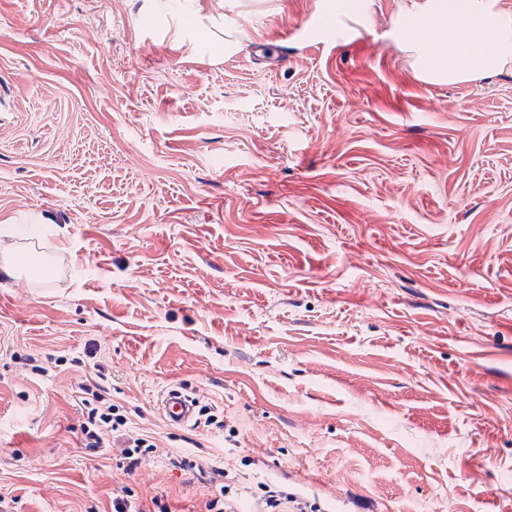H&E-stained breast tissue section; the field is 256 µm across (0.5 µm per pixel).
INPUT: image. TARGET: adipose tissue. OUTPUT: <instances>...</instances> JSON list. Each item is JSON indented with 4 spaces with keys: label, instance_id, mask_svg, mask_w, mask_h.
Listing matches in <instances>:
<instances>
[{
    "label": "adipose tissue",
    "instance_id": "adipose-tissue-1",
    "mask_svg": "<svg viewBox=\"0 0 512 512\" xmlns=\"http://www.w3.org/2000/svg\"><path fill=\"white\" fill-rule=\"evenodd\" d=\"M404 16L398 40L414 51L420 73L430 79L457 83L478 78L488 45L500 64L512 63V13L497 9L494 0H432L425 7L411 0ZM462 16L471 24L468 41L455 52H439L437 42L454 31Z\"/></svg>",
    "mask_w": 512,
    "mask_h": 512
}]
</instances>
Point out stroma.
I'll return each mask as SVG.
<instances>
[{"label": "stroma", "mask_w": 512, "mask_h": 512, "mask_svg": "<svg viewBox=\"0 0 512 512\" xmlns=\"http://www.w3.org/2000/svg\"><path fill=\"white\" fill-rule=\"evenodd\" d=\"M407 3L0 0V253L53 267H0V512H512V65L429 80ZM89 381L158 446L133 472L81 444ZM157 405L172 426H188L196 421L198 402L186 388L165 390L160 394ZM158 496L150 498V503L146 504L142 499L136 496L128 487H123L120 491H112V511L113 512H172L168 504ZM264 512H276L278 508L283 504L284 501L294 503L296 512H315L317 509L311 506L308 502L298 499L292 493H288V490L282 488H271L264 486Z\"/></svg>", "instance_id": "obj_1"}]
</instances>
